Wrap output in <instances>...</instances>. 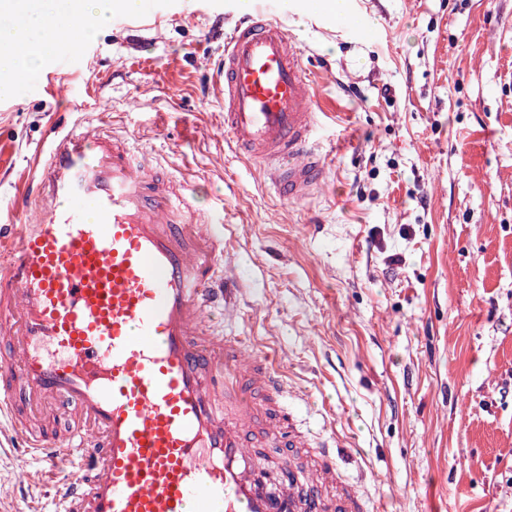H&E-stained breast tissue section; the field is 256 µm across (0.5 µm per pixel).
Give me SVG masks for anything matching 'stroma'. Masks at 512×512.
I'll use <instances>...</instances> for the list:
<instances>
[{"label":"stroma","mask_w":512,"mask_h":512,"mask_svg":"<svg viewBox=\"0 0 512 512\" xmlns=\"http://www.w3.org/2000/svg\"><path fill=\"white\" fill-rule=\"evenodd\" d=\"M376 35L275 4L322 110L324 186L270 193L207 61L231 0H148L0 96V225L53 133L107 124L224 207L216 315L274 357L316 439L392 512H512V0H353Z\"/></svg>","instance_id":"35a3bbf8"}]
</instances>
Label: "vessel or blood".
<instances>
[{"label":"vessel or blood","instance_id":"1","mask_svg":"<svg viewBox=\"0 0 512 512\" xmlns=\"http://www.w3.org/2000/svg\"><path fill=\"white\" fill-rule=\"evenodd\" d=\"M210 80L225 133L279 196L323 186L317 100L280 23L240 19ZM31 191L38 214L0 226V421L59 512H384L299 424L269 357L214 322L233 305L224 236L190 185L100 128L55 136ZM68 404L66 429L36 430L43 406ZM259 431L307 462L275 493L260 481ZM302 484L313 493L301 501Z\"/></svg>","mask_w":512,"mask_h":512}]
</instances>
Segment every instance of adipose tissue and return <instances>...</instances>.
Wrapping results in <instances>:
<instances>
[{
    "instance_id": "obj_1",
    "label": "adipose tissue",
    "mask_w": 512,
    "mask_h": 512,
    "mask_svg": "<svg viewBox=\"0 0 512 512\" xmlns=\"http://www.w3.org/2000/svg\"><path fill=\"white\" fill-rule=\"evenodd\" d=\"M143 7V0H0V96L39 72L55 32L91 36L112 14L136 16Z\"/></svg>"
}]
</instances>
